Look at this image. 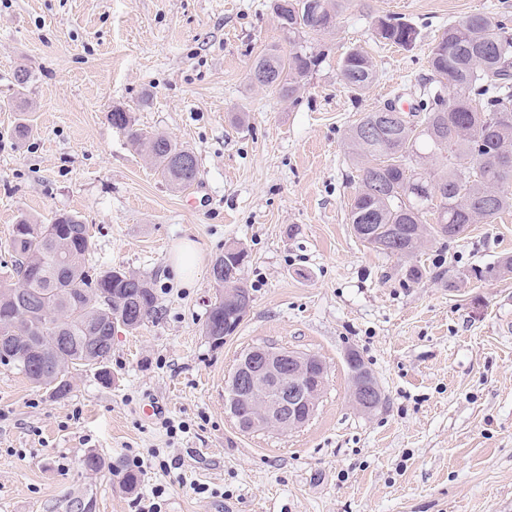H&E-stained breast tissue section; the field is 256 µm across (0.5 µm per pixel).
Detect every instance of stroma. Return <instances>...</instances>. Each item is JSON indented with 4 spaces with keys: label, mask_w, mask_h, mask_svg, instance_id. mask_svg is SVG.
Instances as JSON below:
<instances>
[{
    "label": "stroma",
    "mask_w": 512,
    "mask_h": 512,
    "mask_svg": "<svg viewBox=\"0 0 512 512\" xmlns=\"http://www.w3.org/2000/svg\"><path fill=\"white\" fill-rule=\"evenodd\" d=\"M477 14L512 16V0H345L288 102L251 79L286 44L272 0H0V275L20 216L68 212L90 226L95 269L138 272L157 296L152 321L114 332L111 383L84 368L57 401L0 364V512H512V274L471 273L512 256V211L426 243L417 283L349 221L347 130L416 104L438 36ZM387 15L417 28L412 49L378 40ZM353 48L379 73L359 96L339 77ZM116 106L192 148L198 180L168 186L112 127ZM185 240L201 256L189 282L170 271ZM230 242L251 303L217 348L210 269ZM262 343L327 366L300 429L246 434L225 412L237 360ZM352 351L383 394L370 413L350 399ZM89 453L100 470L82 467ZM136 459L129 493L113 468Z\"/></svg>",
    "instance_id": "stroma-1"
}]
</instances>
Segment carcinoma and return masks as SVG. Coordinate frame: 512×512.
<instances>
[{"label":"carcinoma","instance_id":"1","mask_svg":"<svg viewBox=\"0 0 512 512\" xmlns=\"http://www.w3.org/2000/svg\"><path fill=\"white\" fill-rule=\"evenodd\" d=\"M342 0H274L279 26L290 49L271 48L258 55L252 70L265 71L263 86L281 99H292L315 71L324 53L298 38L333 30ZM376 34L403 49L415 44L418 31L400 17L378 21ZM431 77L409 110L379 118L364 113L346 132L348 154L359 172L351 198L350 224L367 226L360 237L368 247L397 258H413L425 242L448 237L451 225L492 224L512 209V28L504 20L471 15L446 28L429 54ZM340 76L356 94L368 90L378 72L359 49L346 53ZM112 126L121 131L174 189L199 176L194 151L169 137L139 128L117 106ZM458 159L428 169L434 156ZM9 248L10 278L0 281V338L16 340L9 360L33 385L57 400L71 393L72 373L96 368L102 382L112 349L101 341L112 325L131 314L136 331L156 313L153 283L135 272L86 267L92 250L89 226L81 216L62 213L49 224L23 216L14 225ZM245 260L218 255L212 266L218 291L204 330L220 347L244 319L239 308L224 305V283L247 290ZM484 279L512 273V257L496 267L473 270Z\"/></svg>","mask_w":512,"mask_h":512}]
</instances>
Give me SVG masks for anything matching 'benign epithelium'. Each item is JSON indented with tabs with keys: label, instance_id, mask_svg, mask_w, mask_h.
Masks as SVG:
<instances>
[{
	"label": "benign epithelium",
	"instance_id": "1",
	"mask_svg": "<svg viewBox=\"0 0 512 512\" xmlns=\"http://www.w3.org/2000/svg\"><path fill=\"white\" fill-rule=\"evenodd\" d=\"M224 303L245 311L250 306L249 297L237 288L224 289ZM326 376L325 363L312 354L257 345L237 363L230 377L231 394L225 399V410L242 432L298 429L315 414ZM378 388L366 370L353 374L352 403L363 412L374 411ZM241 405L249 408V416L240 415Z\"/></svg>",
	"mask_w": 512,
	"mask_h": 512
}]
</instances>
